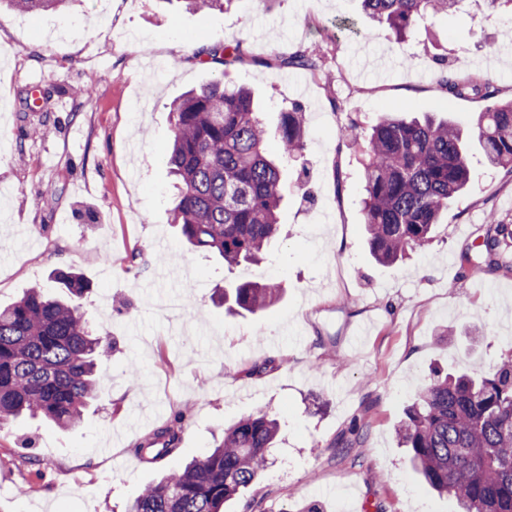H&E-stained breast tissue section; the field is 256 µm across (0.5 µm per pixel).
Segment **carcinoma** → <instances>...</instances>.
I'll return each instance as SVG.
<instances>
[{"mask_svg": "<svg viewBox=\"0 0 512 512\" xmlns=\"http://www.w3.org/2000/svg\"><path fill=\"white\" fill-rule=\"evenodd\" d=\"M20 12L38 14L63 0H6ZM460 0H361L365 14L386 21L402 35L424 21L448 14ZM224 67L247 57L243 43L204 45L195 54ZM281 68L315 71L318 59L305 48L279 53ZM441 107L473 94L487 101L472 141L448 118L381 117L366 136L364 224L370 249L381 263L406 252L426 251L432 229L448 204L469 182L471 143L492 170L512 175V99L498 98L491 80L474 81L448 66L438 69ZM173 137L167 164L177 190L171 223L181 226L195 248L219 256L227 269L260 259L279 229L283 201L282 167L304 149L303 108L280 113L271 139L251 90L224 83V74L171 106ZM362 135L354 118L339 129L351 144ZM512 243V225H496L481 254L494 260ZM68 296L28 289L0 306V421L28 415L64 430L76 428L86 407L102 393L96 361L111 350L110 336L91 334L80 300L89 290L82 274L60 275ZM272 280L218 289L228 309L257 313L279 297ZM158 427L138 451L160 458L181 439L178 424ZM279 431L261 411L224 430L221 441L183 471L148 485L126 512H223L267 467V453ZM413 470L432 490L455 497L461 512H512V358L481 378L434 373L414 393L396 429Z\"/></svg>", "mask_w": 512, "mask_h": 512, "instance_id": "cac0c4a2", "label": "carcinoma"}]
</instances>
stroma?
<instances>
[{
    "instance_id": "1",
    "label": "stroma",
    "mask_w": 512,
    "mask_h": 512,
    "mask_svg": "<svg viewBox=\"0 0 512 512\" xmlns=\"http://www.w3.org/2000/svg\"><path fill=\"white\" fill-rule=\"evenodd\" d=\"M193 37L244 42L251 59L225 71L202 63L185 50ZM294 45L321 72L270 66ZM440 58L512 98V17L462 0L399 41L358 0L0 11V305L36 285L55 291V272L73 269L91 285L82 303L93 333L112 337L97 365L103 392L78 428H0V512H125L260 409L279 423L272 464L226 512H457L415 476L395 430L433 372L484 374L512 356V247L492 262L460 260L512 224V176L472 151L470 185L429 248L382 265L367 243L360 155L338 138L352 117L438 111ZM219 74L255 91L268 128L298 103L307 129L284 168L277 238L231 271L172 224L166 163L171 103ZM228 276L284 293L265 311L228 313L213 298ZM178 413L180 445L146 459L139 443Z\"/></svg>"
}]
</instances>
